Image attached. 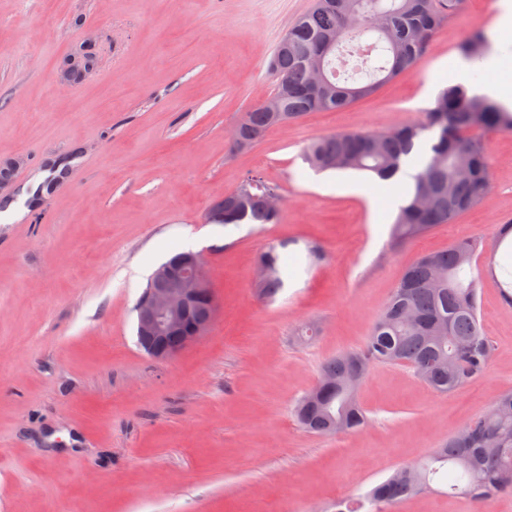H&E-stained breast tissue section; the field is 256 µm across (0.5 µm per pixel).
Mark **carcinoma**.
Returning a JSON list of instances; mask_svg holds the SVG:
<instances>
[{"label":"carcinoma","instance_id":"carcinoma-1","mask_svg":"<svg viewBox=\"0 0 512 512\" xmlns=\"http://www.w3.org/2000/svg\"><path fill=\"white\" fill-rule=\"evenodd\" d=\"M451 3L445 0H314L276 47L270 69L276 77L273 97L279 111L266 103L252 107L239 122L246 150L283 120L311 112L339 111L356 99L413 67L424 55ZM372 12L385 18L390 35L356 27ZM492 42L484 31L469 35L460 51L471 62L483 61ZM321 60L327 80L322 95L309 92V60ZM475 129L512 131V109L464 84L442 90L424 119L388 132L331 133L312 140L305 159L317 171H358L389 182L412 169L402 191L393 237L404 241L449 224L472 209L487 192L488 160ZM269 185L249 179L224 195L207 215L211 224H274L280 213L266 208L262 195ZM480 243L461 239L447 248L419 256L403 272L371 334L359 351L342 353L324 363L321 381H329L323 401L301 398L297 422L316 435L331 434L338 419L356 431L367 417L356 390L369 371L360 367L401 365L423 369L425 384L439 393L452 392L481 377L492 346L477 314V282L472 259ZM262 264L270 275L259 283L265 298L285 286L280 254L272 247ZM447 481L448 493L483 502L512 495V393L475 415L459 432L434 450L421 465L399 467L365 496L346 501L344 512H375Z\"/></svg>","mask_w":512,"mask_h":512}]
</instances>
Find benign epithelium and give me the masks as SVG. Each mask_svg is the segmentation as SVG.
Returning a JSON list of instances; mask_svg holds the SVG:
<instances>
[{
    "mask_svg": "<svg viewBox=\"0 0 512 512\" xmlns=\"http://www.w3.org/2000/svg\"><path fill=\"white\" fill-rule=\"evenodd\" d=\"M94 69V61L85 53L69 63L59 81L72 83L75 71L88 76ZM154 287L141 298L138 305V343L155 359H168L196 342L210 327L216 302L208 271L197 253L185 254L177 267L162 265L153 275ZM210 296V315L202 322L190 318L194 302L201 296Z\"/></svg>",
    "mask_w": 512,
    "mask_h": 512,
    "instance_id": "7a95c632",
    "label": "benign epithelium"
}]
</instances>
